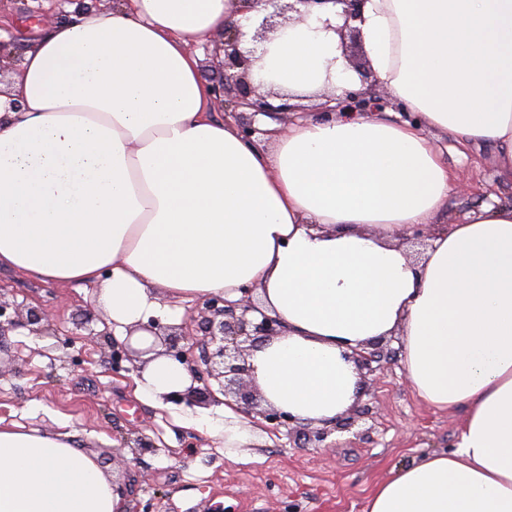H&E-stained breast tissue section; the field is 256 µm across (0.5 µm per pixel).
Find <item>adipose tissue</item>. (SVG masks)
Wrapping results in <instances>:
<instances>
[{"label":"adipose tissue","mask_w":512,"mask_h":512,"mask_svg":"<svg viewBox=\"0 0 512 512\" xmlns=\"http://www.w3.org/2000/svg\"><path fill=\"white\" fill-rule=\"evenodd\" d=\"M240 7L116 0L28 47L0 97V267L96 285L114 332L140 349L163 300L252 290L282 325L250 350L252 381L302 424L349 411L353 350L399 337L417 397L466 417L456 449L391 470L364 512H512V203L434 226L422 258L400 242L455 193L424 128L491 146L512 185V0H365L364 53L416 121L300 120L269 148L210 117L186 50L264 14ZM341 22L332 6L268 32L254 81L296 101L356 88ZM135 383L159 404L191 377L160 355ZM0 512H124V500L76 433L0 426Z\"/></svg>","instance_id":"ef3b65f1"}]
</instances>
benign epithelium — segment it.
<instances>
[{
  "mask_svg": "<svg viewBox=\"0 0 512 512\" xmlns=\"http://www.w3.org/2000/svg\"><path fill=\"white\" fill-rule=\"evenodd\" d=\"M261 2L270 8V12L262 18L255 29L253 38L259 40L265 38L268 30L281 26L276 18L287 12L290 13L289 22L303 23L315 8H321L329 3L342 6L340 16L343 18V24L336 28V32L344 48V57L349 66L358 72L361 81L365 82L374 77L367 62H357L354 56L360 42L359 29L354 23L361 20L360 7L364 0H288L286 4L282 3V0ZM241 38L242 32L237 23L231 21L224 25V43L213 50L214 55H223L222 75L210 85L215 100L222 102L224 96L229 95L234 107L248 108L256 113L286 114L295 111L296 106L284 101V96L277 92L258 93L261 85L252 82L251 72L259 57L254 51L241 47ZM16 61L17 58L12 56L11 43L0 40V83L11 82L12 75L16 74ZM273 99H279L281 103L275 105L271 103ZM383 105L384 101L381 98L373 95L370 89L362 87L358 90H346L339 97H331L330 102L323 104L322 113L330 120L339 110L375 112ZM250 293L251 290H246L244 297L233 303L221 296L206 297L202 299L198 315L179 326H162L154 321L144 326V329L152 332L164 346L161 354L186 365L191 376L192 385L183 391L166 395L165 399L176 398L189 406H200L216 401L211 387L197 386V383L204 382L208 376L219 380V392L226 397L235 398L236 402L243 404L245 411L250 412L257 408L256 394L248 389L246 384L249 368L240 349L239 338H244L254 347L280 335L281 322L278 318L268 315L263 316L258 322L249 320L246 314L257 310ZM21 327L39 336L54 339L60 336V331L51 324L49 315L42 307L28 306L21 311L18 306L0 300V336ZM197 344L201 345V354L196 359L193 356V349ZM141 355L142 351L125 341L112 350V363L119 369L122 362H132ZM379 358L380 350L376 341L352 355L362 376L374 371L372 363ZM199 360L206 365V369L198 368ZM351 425V417L340 416L329 428L325 426L311 432L303 429V436L322 442L330 433V428L346 429Z\"/></svg>",
  "mask_w": 512,
  "mask_h": 512,
  "instance_id": "1",
  "label": "benign epithelium"
}]
</instances>
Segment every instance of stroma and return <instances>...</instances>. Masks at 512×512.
Here are the masks:
<instances>
[{"label":"stroma","instance_id":"35a3bbf8","mask_svg":"<svg viewBox=\"0 0 512 512\" xmlns=\"http://www.w3.org/2000/svg\"><path fill=\"white\" fill-rule=\"evenodd\" d=\"M31 0H0V35L30 45L71 4L45 0L42 17ZM457 179V193L440 223L484 200L494 181L492 150H449L447 136L431 132ZM0 296L46 309L67 344L20 328L0 338V423L73 431L87 451L117 477L135 481L126 512H363L366 500L392 468L429 452L455 448L463 410L437 412L415 395L401 363L399 339L380 341L384 354L367 389L350 409V429L321 443L301 440L298 424L272 428L257 413L242 414L263 437L240 461L213 422L218 404L157 405L137 395L134 375L115 371L101 337L105 313L95 286L32 279L0 268ZM152 448L141 451L139 440Z\"/></svg>","mask_w":512,"mask_h":512}]
</instances>
